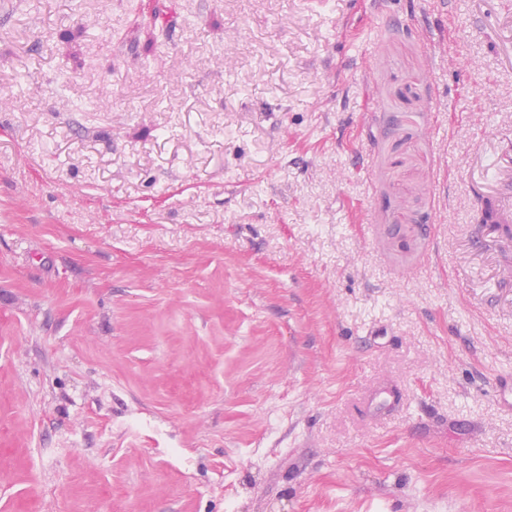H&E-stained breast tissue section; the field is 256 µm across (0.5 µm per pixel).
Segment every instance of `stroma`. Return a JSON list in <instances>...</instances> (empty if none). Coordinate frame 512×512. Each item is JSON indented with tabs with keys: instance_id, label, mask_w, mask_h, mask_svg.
Here are the masks:
<instances>
[{
	"instance_id": "1",
	"label": "stroma",
	"mask_w": 512,
	"mask_h": 512,
	"mask_svg": "<svg viewBox=\"0 0 512 512\" xmlns=\"http://www.w3.org/2000/svg\"><path fill=\"white\" fill-rule=\"evenodd\" d=\"M0 0V512H512V0Z\"/></svg>"
}]
</instances>
